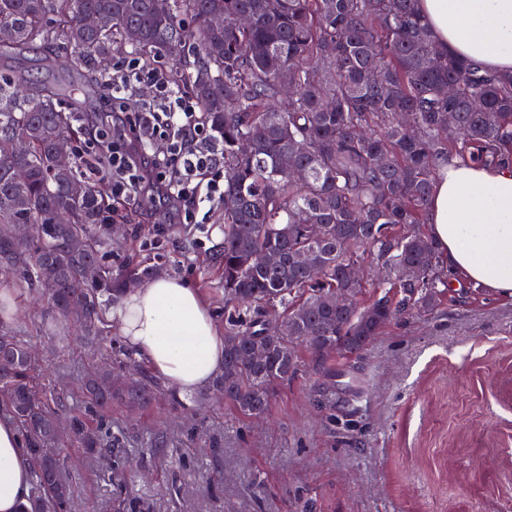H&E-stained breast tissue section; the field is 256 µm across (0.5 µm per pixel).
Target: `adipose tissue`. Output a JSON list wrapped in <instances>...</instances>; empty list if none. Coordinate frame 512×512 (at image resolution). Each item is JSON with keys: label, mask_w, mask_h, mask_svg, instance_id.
<instances>
[{"label": "adipose tissue", "mask_w": 512, "mask_h": 512, "mask_svg": "<svg viewBox=\"0 0 512 512\" xmlns=\"http://www.w3.org/2000/svg\"><path fill=\"white\" fill-rule=\"evenodd\" d=\"M438 50L485 72L512 71V0H417ZM429 231L452 273L512 294V166L461 161L438 165ZM113 332L151 372L190 395L224 370V337L199 292L168 274L126 289L109 313ZM32 462L12 418L0 413V512H21Z\"/></svg>", "instance_id": "obj_1"}]
</instances>
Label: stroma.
I'll return each instance as SVG.
<instances>
[{
  "label": "stroma",
  "mask_w": 512,
  "mask_h": 512,
  "mask_svg": "<svg viewBox=\"0 0 512 512\" xmlns=\"http://www.w3.org/2000/svg\"><path fill=\"white\" fill-rule=\"evenodd\" d=\"M17 72L28 90L59 88L82 128L74 161L94 156L88 128H107L111 95L81 90V71L62 48L52 59L29 48L0 60V82ZM113 199L111 223L96 227L102 266L157 265L196 288L223 323L212 262L224 243L220 209L192 232L150 199ZM0 287L14 291L6 329L72 404L120 338L108 323L86 335L18 272L0 270ZM321 386L335 389L333 402H317ZM110 424L129 481L112 480L111 456L72 452V512H119L123 497L141 500L143 512H512V296L457 281L436 310L392 321L362 353L323 366L304 358L295 377L275 385L262 417L213 399L176 411L160 398L137 412L113 405ZM214 469L224 478L211 485Z\"/></svg>",
  "instance_id": "stroma-1"
}]
</instances>
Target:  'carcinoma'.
Segmentation results:
<instances>
[{
	"label": "carcinoma",
	"mask_w": 512,
	"mask_h": 512,
	"mask_svg": "<svg viewBox=\"0 0 512 512\" xmlns=\"http://www.w3.org/2000/svg\"><path fill=\"white\" fill-rule=\"evenodd\" d=\"M0 0V58L31 45L63 44L96 89L112 58L173 56L205 120L224 140V371L211 395L245 416L266 413L273 387L299 370L302 353L318 363L357 354L393 318L434 309L449 291L427 206L441 159L512 160V72L490 75L449 52L437 53L416 0ZM95 13L109 25L94 30ZM252 18L248 29L236 17ZM224 16V28L210 25ZM0 90V224H32L36 245L0 239L25 282L89 335L127 286L153 274L138 266L103 270L71 283L100 261L94 228L107 210L103 191L56 150L74 132L72 113L42 88L24 98ZM295 94L284 93L288 85ZM451 84L455 96L440 87ZM407 113V122L399 114ZM453 120H448V115ZM27 151L19 154L15 143ZM247 141L250 149L240 150ZM306 173L293 181L283 156ZM27 177L18 181L15 170ZM69 211L72 223L53 216ZM376 265L375 282L351 280V265ZM338 289L353 300L338 306ZM115 361L135 377L112 385L109 371L85 376L84 412L60 428L52 394L39 381L28 347L0 330V408L24 435L35 462L22 512H69L71 481L62 459L78 449L96 458L116 437L94 419L112 403L145 408L159 384L126 349Z\"/></svg>",
	"instance_id": "carcinoma-1"
}]
</instances>
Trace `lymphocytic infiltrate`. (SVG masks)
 <instances>
[{
  "label": "lymphocytic infiltrate",
  "instance_id": "obj_1",
  "mask_svg": "<svg viewBox=\"0 0 512 512\" xmlns=\"http://www.w3.org/2000/svg\"><path fill=\"white\" fill-rule=\"evenodd\" d=\"M160 98L141 104L139 122L128 133L120 124L99 131V139L112 141V184L115 189L139 194L149 174L164 182L165 196L187 218L210 213L224 200L215 171L224 159V146L215 135H205L206 123L196 103L184 100L162 71L150 73ZM167 138V151H158V138Z\"/></svg>",
  "mask_w": 512,
  "mask_h": 512
}]
</instances>
